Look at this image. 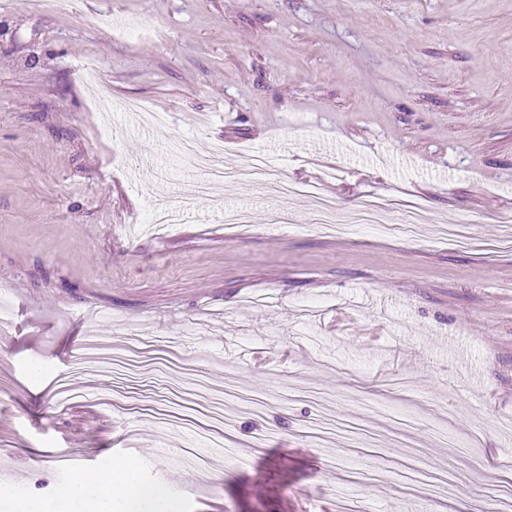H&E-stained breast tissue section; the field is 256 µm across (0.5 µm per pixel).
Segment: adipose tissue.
Masks as SVG:
<instances>
[{
    "mask_svg": "<svg viewBox=\"0 0 512 512\" xmlns=\"http://www.w3.org/2000/svg\"><path fill=\"white\" fill-rule=\"evenodd\" d=\"M68 512H112L114 501H121L126 512H145L157 504L161 512H181L179 501L162 486L143 484L134 465L113 460L109 469L76 473L58 496Z\"/></svg>",
    "mask_w": 512,
    "mask_h": 512,
    "instance_id": "1",
    "label": "adipose tissue"
}]
</instances>
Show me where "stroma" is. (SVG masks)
<instances>
[{"mask_svg": "<svg viewBox=\"0 0 512 512\" xmlns=\"http://www.w3.org/2000/svg\"><path fill=\"white\" fill-rule=\"evenodd\" d=\"M133 99L167 123L128 117ZM187 138L270 165L194 200ZM275 180L395 207L329 233ZM410 205L414 237L393 230ZM509 237L512 0H5L0 470L18 477L0 512H41L120 458L183 512H315L342 491L378 512H497ZM90 336L185 351L88 373ZM210 433L230 449L199 477L183 451Z\"/></svg>", "mask_w": 512, "mask_h": 512, "instance_id": "1", "label": "stroma"}]
</instances>
